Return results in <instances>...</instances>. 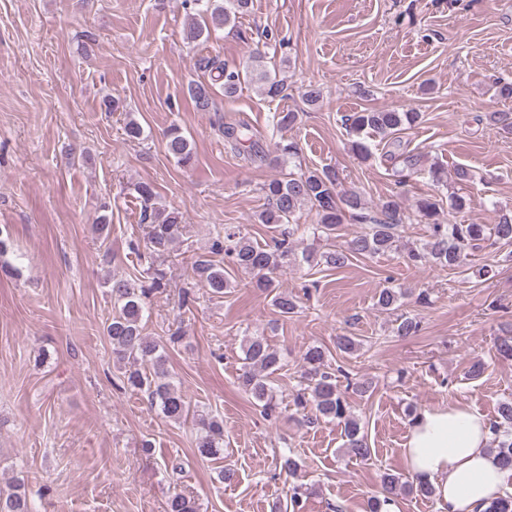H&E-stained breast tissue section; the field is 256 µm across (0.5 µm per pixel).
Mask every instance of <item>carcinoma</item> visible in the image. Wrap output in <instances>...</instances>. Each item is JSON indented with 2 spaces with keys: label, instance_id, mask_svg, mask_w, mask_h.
<instances>
[{
  "label": "carcinoma",
  "instance_id": "obj_1",
  "mask_svg": "<svg viewBox=\"0 0 512 512\" xmlns=\"http://www.w3.org/2000/svg\"><path fill=\"white\" fill-rule=\"evenodd\" d=\"M186 5L203 19L191 21L184 30V40L193 43L204 33L217 30L231 22L239 14L249 11L252 0H185ZM198 68L207 72L209 81L192 82L187 91L196 107L207 111L213 104V88L218 87L224 97L236 95L243 77L260 84L263 92L275 98L284 91V84L272 77L266 69L263 57H252L246 71L230 67L215 59L202 58ZM419 120L417 112H399L395 109L365 110L342 116V124L357 136L367 133L381 138H394L401 131L414 126ZM219 131L224 139L238 147L249 143L250 157L264 158V151L251 127L244 123L221 124ZM166 150L178 164L188 166L194 159L193 148L181 131L169 130ZM338 172L331 168L308 170L299 174H288L263 185L267 206L258 214L260 223L277 232L272 243L261 246L235 225L224 227V237L217 238L212 253L224 255L217 261L203 258L192 263V271L214 294H224L231 287L232 266L251 276V283L267 293L274 294L273 306L283 317L295 313L297 301L286 292L275 291V275L290 256L294 255L291 236L294 231L288 225L295 221L300 209L309 205L316 211L317 223L311 225L312 243L303 253V260L311 263L319 260L329 268L347 266L356 256L380 255L396 250L400 229L410 216L400 205L390 199L376 207H369L359 194L351 192L341 195L337 191ZM141 203V223L148 227L150 245L158 252L166 250L180 235L183 225L176 212L164 213L155 206L157 193L154 186L142 182L135 187ZM417 217L430 225V239L420 247L407 250L405 259L414 266L430 265L440 268L460 267L466 264L471 251L482 248L488 242H512V214L505 213L492 228L486 231L484 224H443L437 200L425 197L416 204ZM362 224L365 231L346 245L322 249V242L332 240L344 222ZM163 274L155 272L150 287L136 281L112 279L111 295L120 305L118 314L105 327V334L112 345V359L118 365L119 388L132 392H143L149 404L160 408L163 417L174 422L187 419L190 405L182 392L170 382L166 366V355L159 352V345L143 334V316L146 299L161 288ZM405 292L395 288H383L377 297V306L392 310L404 297ZM242 365L237 383L265 414L276 408L272 376L287 366L284 353L271 347L263 336H249L242 345ZM326 352L320 346H311L302 358L300 388L295 396V405L302 409V421L313 424L321 419L342 425L347 451L351 455L367 460L371 457L366 436L360 420L354 416L340 389L338 376L348 377L342 368L337 373L327 371ZM499 421L493 432L496 445L490 449L501 464L512 468V402L499 405ZM195 448L199 456L209 458L217 455L224 443L223 421L215 417L199 416ZM405 493L433 495L432 487L425 481L405 479L400 475L384 473L381 477L380 494L367 501V512H381V497L392 498ZM0 512H32L26 495L9 493L0 496ZM169 512H197L196 503L182 494L174 495L169 502Z\"/></svg>",
  "mask_w": 512,
  "mask_h": 512
}]
</instances>
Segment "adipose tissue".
Here are the masks:
<instances>
[{
  "label": "adipose tissue",
  "mask_w": 512,
  "mask_h": 512,
  "mask_svg": "<svg viewBox=\"0 0 512 512\" xmlns=\"http://www.w3.org/2000/svg\"><path fill=\"white\" fill-rule=\"evenodd\" d=\"M491 436L485 415L469 403L422 411L408 429L404 468L429 482L441 512H484L512 491V469L490 453Z\"/></svg>",
  "instance_id": "obj_1"
}]
</instances>
